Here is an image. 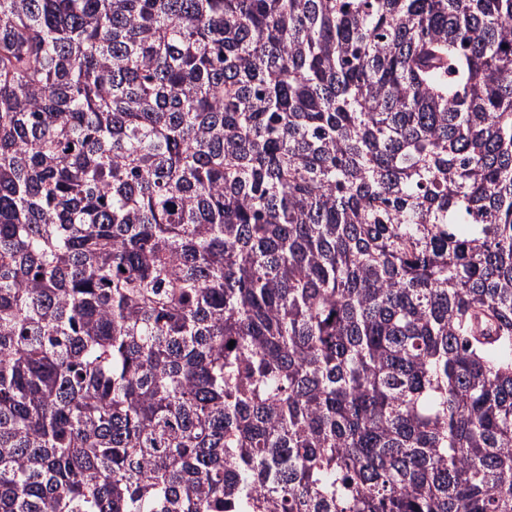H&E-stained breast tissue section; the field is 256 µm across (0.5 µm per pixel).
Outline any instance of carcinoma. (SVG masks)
Returning <instances> with one entry per match:
<instances>
[{
    "label": "carcinoma",
    "instance_id": "1",
    "mask_svg": "<svg viewBox=\"0 0 512 512\" xmlns=\"http://www.w3.org/2000/svg\"><path fill=\"white\" fill-rule=\"evenodd\" d=\"M0 512H512V0H0Z\"/></svg>",
    "mask_w": 512,
    "mask_h": 512
}]
</instances>
